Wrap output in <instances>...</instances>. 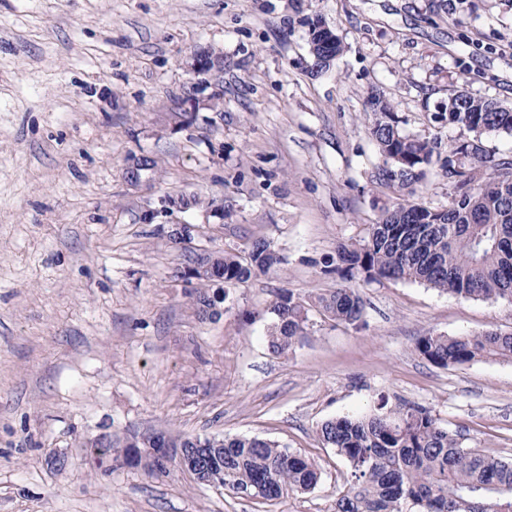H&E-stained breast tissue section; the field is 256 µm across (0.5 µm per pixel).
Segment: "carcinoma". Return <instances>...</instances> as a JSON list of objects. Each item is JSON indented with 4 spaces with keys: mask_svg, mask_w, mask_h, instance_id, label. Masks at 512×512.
Returning a JSON list of instances; mask_svg holds the SVG:
<instances>
[{
    "mask_svg": "<svg viewBox=\"0 0 512 512\" xmlns=\"http://www.w3.org/2000/svg\"><path fill=\"white\" fill-rule=\"evenodd\" d=\"M322 24L315 19L308 32L317 72L330 68L343 51L337 36L329 47L319 46ZM365 111L372 115L370 134L385 158L387 177L408 185L436 160L455 194L441 209L400 204L386 211L365 238L338 247L342 274L367 282H417L464 299H512V162H491L483 144L486 133L512 134V107L462 90L449 94L441 117L468 136L448 143L444 158L437 139L400 132L387 99L370 95ZM251 256L246 263L224 254V283L248 280L280 263L265 241L253 244ZM314 305L351 325L363 315L362 301L349 287L316 296ZM307 312L291 294L280 296L267 335L272 352L293 349L305 335ZM416 348L444 368L487 357L512 359V333H429ZM318 433L352 469L353 481L337 495L336 512H405L408 504L417 512H512V461L465 446L423 408L382 403L374 414L327 420ZM214 463L224 470L225 487L264 501L308 492L320 479L308 459L255 437L224 436Z\"/></svg>",
    "mask_w": 512,
    "mask_h": 512,
    "instance_id": "obj_1",
    "label": "carcinoma"
}]
</instances>
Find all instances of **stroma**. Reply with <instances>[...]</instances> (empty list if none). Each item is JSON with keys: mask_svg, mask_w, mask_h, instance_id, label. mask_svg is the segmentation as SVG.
Here are the masks:
<instances>
[{"mask_svg": "<svg viewBox=\"0 0 512 512\" xmlns=\"http://www.w3.org/2000/svg\"><path fill=\"white\" fill-rule=\"evenodd\" d=\"M318 17L345 52L316 74ZM199 52L218 65L196 73ZM454 90L512 106V0H0V512H335L351 468L318 430L383 400L512 458V360L442 368L416 349L512 332V300L336 268L385 209L453 196L436 163L407 187L384 177L368 94L445 144ZM258 240L280 264L199 319L197 258ZM346 283L358 324L314 308L288 355L269 349L280 294ZM159 431L275 441L321 478L263 502L88 445Z\"/></svg>", "mask_w": 512, "mask_h": 512, "instance_id": "obj_1", "label": "stroma"}]
</instances>
